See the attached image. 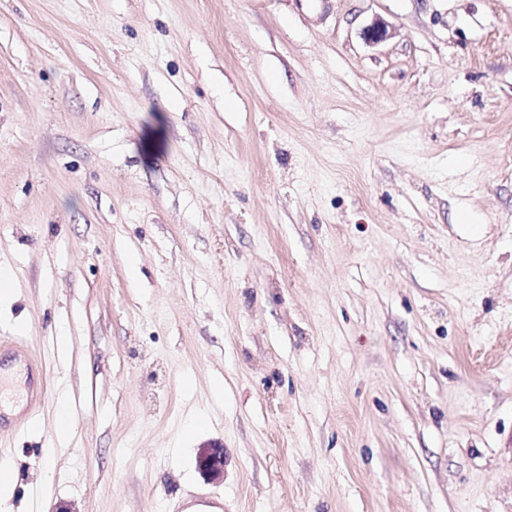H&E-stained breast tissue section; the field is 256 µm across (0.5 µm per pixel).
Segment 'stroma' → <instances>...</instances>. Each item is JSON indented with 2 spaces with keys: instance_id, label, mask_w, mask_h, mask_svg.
I'll use <instances>...</instances> for the list:
<instances>
[{
  "instance_id": "stroma-1",
  "label": "stroma",
  "mask_w": 512,
  "mask_h": 512,
  "mask_svg": "<svg viewBox=\"0 0 512 512\" xmlns=\"http://www.w3.org/2000/svg\"><path fill=\"white\" fill-rule=\"evenodd\" d=\"M3 270L14 512H512V0H0ZM4 345L12 346V348L16 352L18 361L22 364V366H24L23 368L26 371V400L24 401V405L21 411L27 414L30 412L33 405L36 404L45 396L46 384L44 376L40 368L34 364L32 358H30L24 352L23 347L20 343L6 336L4 340H1V347ZM199 468L211 479H219L224 472L223 448H212L199 459ZM196 507H203L210 510L191 511V509ZM170 509L171 512H223L224 498L210 493H194L174 501Z\"/></svg>"
}]
</instances>
